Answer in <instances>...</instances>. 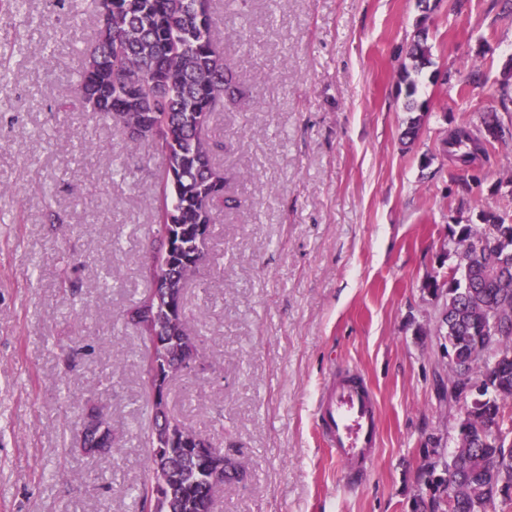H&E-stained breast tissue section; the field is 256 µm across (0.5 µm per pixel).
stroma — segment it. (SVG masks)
<instances>
[{
	"mask_svg": "<svg viewBox=\"0 0 512 512\" xmlns=\"http://www.w3.org/2000/svg\"><path fill=\"white\" fill-rule=\"evenodd\" d=\"M428 5L215 0L242 91L207 130L231 204L184 288L202 367L167 389L169 413L242 471L214 512H412L432 438L455 446L427 285L455 263L449 225L512 216V0ZM424 13L428 120L407 144L400 75ZM96 25L91 0H0V512H142L151 397L124 316L151 287L164 165L72 102ZM485 112L504 135L466 194L440 141ZM342 366L380 413L352 484L318 430ZM93 406L113 456L77 451Z\"/></svg>",
	"mask_w": 512,
	"mask_h": 512,
	"instance_id": "obj_1",
	"label": "stroma"
}]
</instances>
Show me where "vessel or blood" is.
Returning <instances> with one entry per match:
<instances>
[{
	"instance_id": "obj_1",
	"label": "vessel or blood",
	"mask_w": 512,
	"mask_h": 512,
	"mask_svg": "<svg viewBox=\"0 0 512 512\" xmlns=\"http://www.w3.org/2000/svg\"><path fill=\"white\" fill-rule=\"evenodd\" d=\"M321 435L350 480L364 478L379 441L374 394L356 370L343 368L320 399Z\"/></svg>"
}]
</instances>
